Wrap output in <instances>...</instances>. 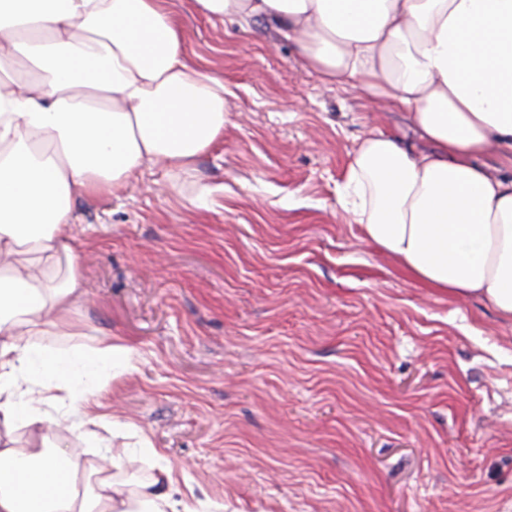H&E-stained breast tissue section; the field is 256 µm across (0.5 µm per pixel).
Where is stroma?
<instances>
[{"label": "stroma", "mask_w": 512, "mask_h": 512, "mask_svg": "<svg viewBox=\"0 0 512 512\" xmlns=\"http://www.w3.org/2000/svg\"><path fill=\"white\" fill-rule=\"evenodd\" d=\"M165 6L235 108L194 177L147 169L78 209L84 341L138 354L101 413L224 512H512V323L335 213L359 136L414 141L403 113L323 85L263 21Z\"/></svg>", "instance_id": "35a3bbf8"}]
</instances>
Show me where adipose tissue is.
Wrapping results in <instances>:
<instances>
[{
    "label": "adipose tissue",
    "mask_w": 512,
    "mask_h": 512,
    "mask_svg": "<svg viewBox=\"0 0 512 512\" xmlns=\"http://www.w3.org/2000/svg\"><path fill=\"white\" fill-rule=\"evenodd\" d=\"M194 2L406 114L419 145L360 138L337 213L412 279L512 321V0ZM224 93L163 0H0V512H198L168 463L129 481L122 423L88 410L136 359L81 340L75 228L80 200L143 169L192 174Z\"/></svg>",
    "instance_id": "obj_1"
}]
</instances>
